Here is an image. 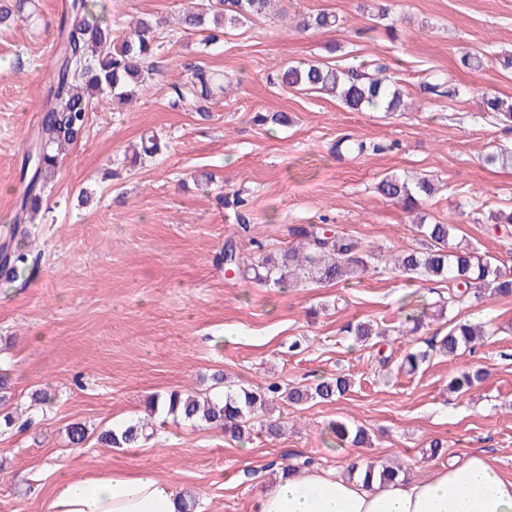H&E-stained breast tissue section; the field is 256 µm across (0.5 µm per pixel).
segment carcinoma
Segmentation results:
<instances>
[{"instance_id": "obj_1", "label": "carcinoma", "mask_w": 512, "mask_h": 512, "mask_svg": "<svg viewBox=\"0 0 512 512\" xmlns=\"http://www.w3.org/2000/svg\"><path fill=\"white\" fill-rule=\"evenodd\" d=\"M32 0H0V25H8L14 17L30 9ZM272 0H201L194 11L180 19V30L196 35L208 47L224 38L226 30L242 26L257 18L269 16ZM100 0H68L62 6L58 21L57 57L46 85L44 103L37 129L26 150L20 181L23 191L15 203L14 222H32L40 212L44 189L52 181L64 151L82 135L87 114L95 100L112 103L122 108L127 100L145 90L155 71L154 58L163 41L157 21L143 17L133 31L120 40L113 36L112 26L98 10ZM339 18L332 12L309 14L298 23V28L332 29ZM277 81L297 90H313L340 99L349 110L361 112L382 109L399 112L403 106L402 93L389 76L367 77L354 69L339 70L318 62H299L279 71ZM423 90L435 97L460 94L448 86V81L436 74L423 83ZM174 103L191 104L197 111H205L204 103L228 91L224 74L204 66H194L186 79L172 87ZM484 111L512 123V101L497 95L482 100ZM432 184L426 177L413 182L397 175H389L378 184L385 198L401 204L412 212L417 198L431 194ZM220 204L233 210L237 224L249 223L245 200L239 194L229 199L218 197ZM418 233L430 240L424 251L408 250L394 258V268L413 279L445 282L448 284V307L478 300L484 295L512 296V270L474 255L466 249L448 250L450 224H416ZM299 242L276 257L263 256L247 264L237 256L235 246L224 245L222 261L227 270L239 271L242 276L276 288H290L301 284H349L357 281L367 270L375 253L347 235L329 232L321 224H309L297 231ZM27 254L13 247L12 240L0 243V271L14 278L25 268ZM355 343L365 345L375 337L385 335L370 322H358L348 327ZM487 336L481 325L458 320L448 327L446 335L433 337L426 350L408 351L401 358L399 369L413 374L426 363L432 353L449 357L465 350H473ZM485 372L468 369L454 377L449 392L462 395L482 382ZM351 380L344 376L319 378L305 386H282L270 382L256 388L239 387L214 395L199 394L193 390L173 391L160 399L148 400L154 414L161 412L175 421L219 427L234 440L251 435L254 419L266 410L269 397L280 396L293 405L310 401H331L345 395ZM157 428L147 419L103 429L97 441L107 448H130L147 443ZM66 433L73 445L83 444L89 437L86 425L72 423ZM329 433L336 445L365 444L369 435L365 428L345 421L329 424ZM402 472L400 468L380 465L378 472L368 470L365 481L378 477L380 484L393 482Z\"/></svg>"}]
</instances>
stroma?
<instances>
[{"instance_id": "obj_1", "label": "stroma", "mask_w": 512, "mask_h": 512, "mask_svg": "<svg viewBox=\"0 0 512 512\" xmlns=\"http://www.w3.org/2000/svg\"><path fill=\"white\" fill-rule=\"evenodd\" d=\"M65 0H38L39 17L0 31V222H11L22 187L25 146L41 115L54 58L56 23ZM116 36L131 20H163L159 71L150 89L123 111L96 102L82 138L64 156L35 223L15 242L28 253L16 279L0 275V367L9 371L15 424L0 431V512H43L60 475L100 471L153 472L189 493L195 512H255L258 485L311 457L341 469L356 457L402 463L422 479L448 460L485 453L512 477V298L444 309L442 285L409 281L388 255L425 247L413 224L455 225L454 240L476 255L512 262V230L494 231L490 216L512 206V167L486 164L512 148V124L481 111L492 92L512 99V72L497 67L512 54V0H389L387 21L377 0H280L282 17L245 25L207 47L176 32L191 0H102ZM334 12L331 30L302 31L304 14ZM482 56L473 70L464 56ZM371 58L388 65L409 108L352 112L335 98L274 83L295 62L345 68ZM224 72L231 87L207 111L173 106L174 84L191 65ZM445 72L460 98H429L426 71ZM282 113L288 123L257 122ZM163 135L167 150L133 163L129 144L144 131ZM350 137L360 155L338 156ZM211 174L209 186H199ZM426 176L436 191L415 213L377 190L387 174ZM242 191L248 228L234 224L216 201ZM329 224L381 254L360 282L271 288L225 273V243L242 260L277 255L297 229ZM424 312L412 331L406 316ZM486 323L475 350L438 355L414 374L394 362L445 333L450 319ZM371 320L390 334L359 347L347 324ZM392 364L379 367L380 355ZM480 367L486 379L462 396L449 381ZM257 386H294L346 375L351 389L331 402L293 406L275 401L287 427L273 437L253 430L248 442L218 428L165 420L137 448H103L92 435L72 446L67 426L116 427L143 417L147 400L174 390H211L212 377ZM44 388L54 402L30 408ZM366 428L369 446H335L330 422ZM443 448L431 456L429 444Z\"/></svg>"}]
</instances>
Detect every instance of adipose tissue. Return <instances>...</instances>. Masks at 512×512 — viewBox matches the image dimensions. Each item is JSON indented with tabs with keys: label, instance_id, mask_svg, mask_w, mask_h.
Segmentation results:
<instances>
[{
	"label": "adipose tissue",
	"instance_id": "obj_1",
	"mask_svg": "<svg viewBox=\"0 0 512 512\" xmlns=\"http://www.w3.org/2000/svg\"><path fill=\"white\" fill-rule=\"evenodd\" d=\"M181 489L152 473L61 477L44 512H180ZM258 512H512V479L473 454L421 480L381 487L333 470L278 476L258 490Z\"/></svg>",
	"mask_w": 512,
	"mask_h": 512
}]
</instances>
